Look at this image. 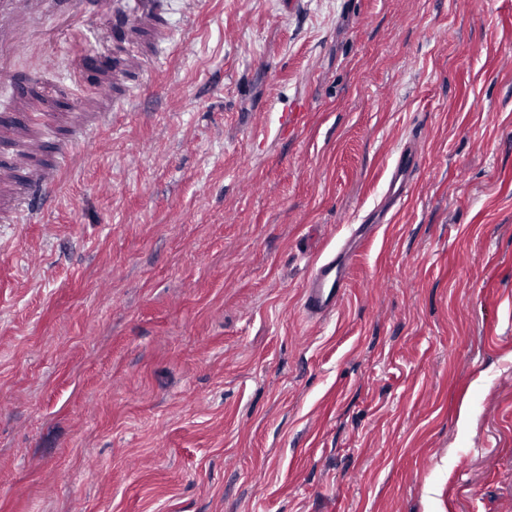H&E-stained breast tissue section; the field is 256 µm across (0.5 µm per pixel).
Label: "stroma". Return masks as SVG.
Returning <instances> with one entry per match:
<instances>
[{
	"mask_svg": "<svg viewBox=\"0 0 512 512\" xmlns=\"http://www.w3.org/2000/svg\"><path fill=\"white\" fill-rule=\"evenodd\" d=\"M165 64L38 222H0V512H504L512 499V0H170ZM180 96L164 94L167 84ZM336 311L314 261L385 203ZM418 166V154L411 147L404 145L393 163L387 188V196L392 205H400L404 201Z\"/></svg>",
	"mask_w": 512,
	"mask_h": 512,
	"instance_id": "obj_1",
	"label": "stroma"
}]
</instances>
